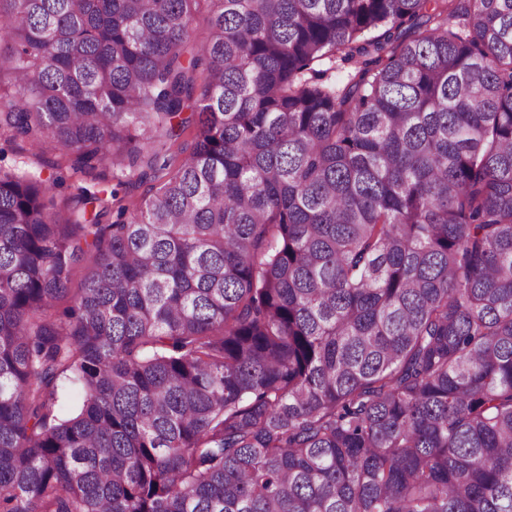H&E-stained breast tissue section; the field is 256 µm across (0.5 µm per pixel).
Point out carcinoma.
<instances>
[{
  "mask_svg": "<svg viewBox=\"0 0 512 512\" xmlns=\"http://www.w3.org/2000/svg\"><path fill=\"white\" fill-rule=\"evenodd\" d=\"M215 2L0 0V131L150 183L0 168V512H512V0ZM214 9L212 1L203 0L200 2L193 24L189 50L193 47L195 52L198 51L208 39L209 19L213 15ZM60 390L53 413L58 417H65L75 412L80 405V391L78 386L63 375L60 380Z\"/></svg>",
  "mask_w": 512,
  "mask_h": 512,
  "instance_id": "carcinoma-1",
  "label": "carcinoma"
}]
</instances>
